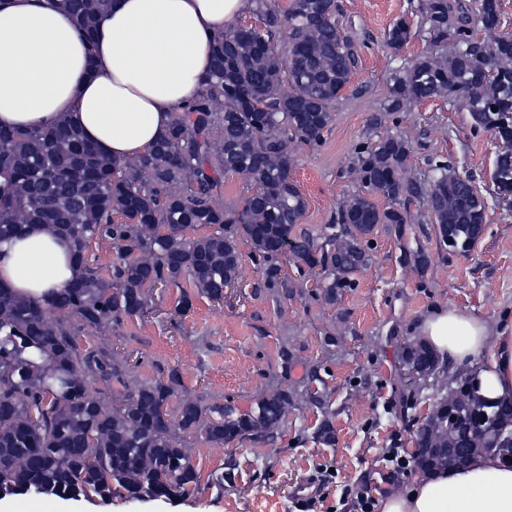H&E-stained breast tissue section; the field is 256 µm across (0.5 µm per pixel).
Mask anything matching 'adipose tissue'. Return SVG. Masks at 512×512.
Segmentation results:
<instances>
[{
    "mask_svg": "<svg viewBox=\"0 0 512 512\" xmlns=\"http://www.w3.org/2000/svg\"><path fill=\"white\" fill-rule=\"evenodd\" d=\"M250 0H112L93 42L54 0H0V126L68 119L107 157L131 161L168 129L212 64L215 38ZM74 277L69 243L38 224L0 242V284L40 299ZM419 334L442 362L472 367L482 394L512 398V323L439 307ZM381 512H512V462L481 454L419 475Z\"/></svg>",
    "mask_w": 512,
    "mask_h": 512,
    "instance_id": "1",
    "label": "adipose tissue"
}]
</instances>
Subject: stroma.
<instances>
[{
	"mask_svg": "<svg viewBox=\"0 0 512 512\" xmlns=\"http://www.w3.org/2000/svg\"><path fill=\"white\" fill-rule=\"evenodd\" d=\"M421 0H338L339 22L351 37L357 64L335 105L320 147L295 146L293 177L307 201L298 229L322 238L339 201L356 184L350 175L355 146L389 134L408 138L407 172L419 179L426 160L442 156L451 171L475 182L486 203L487 230L466 256L439 242L426 200L412 201L404 237L378 226L364 248L367 267L352 287L328 300L319 277L277 258L288 288L270 286L263 261L241 244L242 269L223 300L198 294L189 283L151 292L149 312L80 334V346L104 345L127 360L134 380L177 372L180 397L206 404L232 402L246 410L264 395L290 397L288 412L260 441L229 446L188 441L201 475L195 493L136 501L124 492L96 504L40 495L0 500L7 512H352L350 491L364 489L373 502L404 488L414 469V434L448 384L416 385L405 374L404 349L419 341L418 325L439 306L464 309L488 322L512 319V197L494 189L490 174L497 141L475 131L469 112L445 99L409 111L380 113L395 68L422 54L412 38L400 50L384 43L393 22L417 25ZM424 251L427 265L413 255ZM188 310H181L183 298ZM330 424L331 444L318 430ZM320 477L322 488L307 507L292 496L302 477ZM223 487H216V477Z\"/></svg>",
	"mask_w": 512,
	"mask_h": 512,
	"instance_id": "1",
	"label": "stroma"
}]
</instances>
